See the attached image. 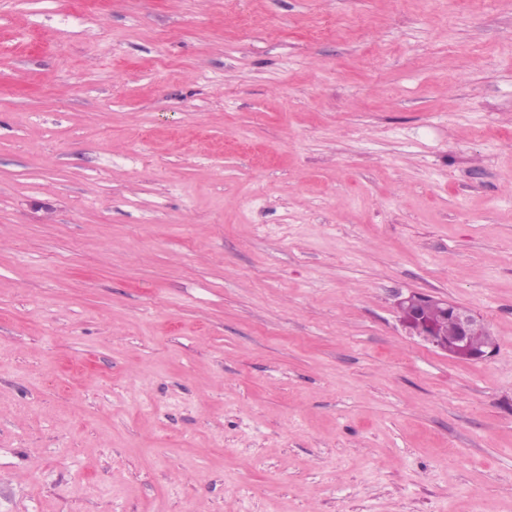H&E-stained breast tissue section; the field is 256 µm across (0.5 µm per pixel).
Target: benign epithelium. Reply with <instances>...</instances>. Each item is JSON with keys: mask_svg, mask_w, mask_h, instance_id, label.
Listing matches in <instances>:
<instances>
[{"mask_svg": "<svg viewBox=\"0 0 512 512\" xmlns=\"http://www.w3.org/2000/svg\"><path fill=\"white\" fill-rule=\"evenodd\" d=\"M396 306L406 327L433 347L467 361H479L491 354L489 350H477L470 345L471 326L477 320L471 310L418 292L398 297ZM432 309H439L452 319L454 330L450 335L444 336L439 332L429 316Z\"/></svg>", "mask_w": 512, "mask_h": 512, "instance_id": "obj_1", "label": "benign epithelium"}]
</instances>
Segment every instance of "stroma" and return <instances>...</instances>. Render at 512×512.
I'll return each instance as SVG.
<instances>
[{"instance_id": "35a3bbf8", "label": "stroma", "mask_w": 512, "mask_h": 512, "mask_svg": "<svg viewBox=\"0 0 512 512\" xmlns=\"http://www.w3.org/2000/svg\"><path fill=\"white\" fill-rule=\"evenodd\" d=\"M0 512H512V0H0ZM396 306L402 313L403 323L411 332L457 359L479 361L492 352L491 349L482 350L488 347L493 348V340L479 321L472 326L477 316L469 309L418 292H410L403 297L398 296ZM429 311L434 321L430 318ZM443 312L452 319L453 323ZM435 324L444 335H448V332L453 330V324L454 330L450 335L443 336ZM469 337L472 346L479 350L470 345Z\"/></svg>"}]
</instances>
